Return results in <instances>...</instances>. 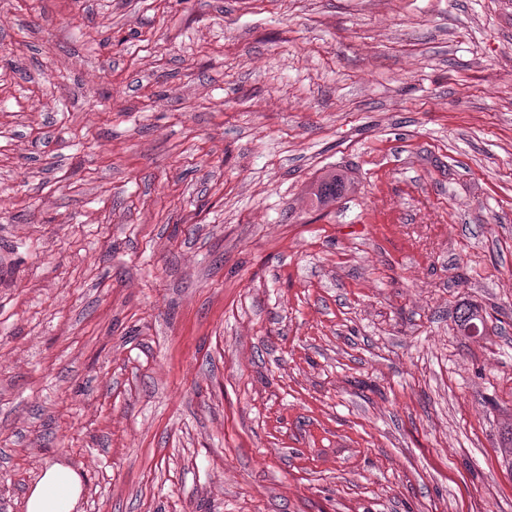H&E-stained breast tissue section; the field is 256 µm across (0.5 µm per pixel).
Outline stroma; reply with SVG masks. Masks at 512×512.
<instances>
[{"mask_svg":"<svg viewBox=\"0 0 512 512\" xmlns=\"http://www.w3.org/2000/svg\"><path fill=\"white\" fill-rule=\"evenodd\" d=\"M509 422L512 0H0V512H512ZM455 325L461 336L481 335L486 328V317L472 304L462 303L457 308ZM82 491L76 472L62 464L46 468L27 497V512H71Z\"/></svg>","mask_w":512,"mask_h":512,"instance_id":"obj_1","label":"stroma"}]
</instances>
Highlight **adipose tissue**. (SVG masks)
Instances as JSON below:
<instances>
[{
    "label": "adipose tissue",
    "instance_id": "obj_1",
    "mask_svg": "<svg viewBox=\"0 0 512 512\" xmlns=\"http://www.w3.org/2000/svg\"><path fill=\"white\" fill-rule=\"evenodd\" d=\"M81 491L76 472L61 464L52 465L29 491L27 512H72Z\"/></svg>",
    "mask_w": 512,
    "mask_h": 512
}]
</instances>
